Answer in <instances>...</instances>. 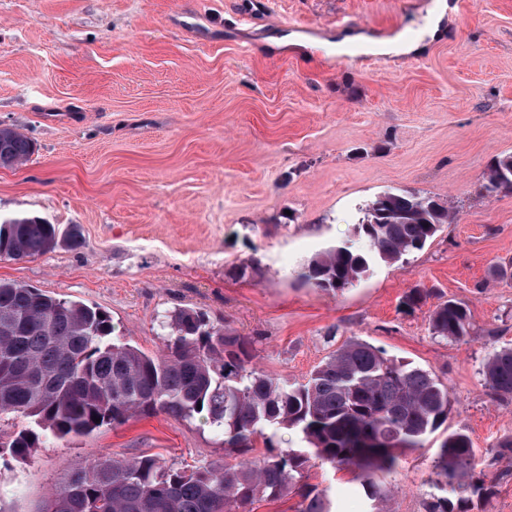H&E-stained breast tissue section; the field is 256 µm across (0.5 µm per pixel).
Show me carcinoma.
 Here are the masks:
<instances>
[{
	"label": "carcinoma",
	"mask_w": 512,
	"mask_h": 512,
	"mask_svg": "<svg viewBox=\"0 0 512 512\" xmlns=\"http://www.w3.org/2000/svg\"><path fill=\"white\" fill-rule=\"evenodd\" d=\"M34 151L29 137L0 127V167L23 165ZM485 180L487 193L512 192V154L495 157ZM451 218L446 201L407 190L384 192L354 227L368 247L321 252L301 277L324 291L342 290L370 265L423 249ZM60 238L59 228L39 217L0 219V257H37ZM167 325L166 353L153 357L114 342L105 311L0 281V416L35 424L12 436L10 454L29 457L41 430L59 438L87 435L156 412L200 415L223 432L224 447L237 452L250 450L254 438L275 426L299 431L308 450L236 465L207 461L190 471L152 456L103 455L68 473L44 512H244L259 494L277 499L292 491L301 498L299 512H327L324 495L302 484L312 455L352 470L376 512H386L385 477L448 418V387L441 379L358 337L336 349L306 384L291 386L259 373L245 340L194 308L175 309ZM431 326L456 342L473 331L468 309L452 300L435 307ZM483 373L494 397L511 403L512 347L492 353ZM476 467L470 437L448 433L434 459L438 494L427 512H471L465 493H489L484 481H473Z\"/></svg>",
	"instance_id": "cac0c4a2"
}]
</instances>
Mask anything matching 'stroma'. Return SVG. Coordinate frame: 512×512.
<instances>
[{
    "label": "stroma",
    "mask_w": 512,
    "mask_h": 512,
    "mask_svg": "<svg viewBox=\"0 0 512 512\" xmlns=\"http://www.w3.org/2000/svg\"><path fill=\"white\" fill-rule=\"evenodd\" d=\"M435 0H0V125L35 144L0 168V218L76 230L0 280L100 308L113 338L165 350L175 308L241 336L252 365L306 383L350 337L437 375L452 402L441 430L384 487L390 512H426L444 434H468L490 494L472 512H512V404L483 364L512 347V194L486 193L493 157L512 154V0H448L443 38L424 52L378 51L421 37ZM359 43L344 42L337 20ZM410 190L456 218L407 259L379 262L332 292L302 267L354 242L367 203ZM426 291L413 310L412 289ZM465 304L464 342L430 314ZM34 453L0 457V507L42 512L56 484L102 454L182 468L247 454L200 418L164 413L84 436L43 433ZM304 484L328 512H369L352 473L311 459Z\"/></svg>",
    "instance_id": "stroma-1"
}]
</instances>
